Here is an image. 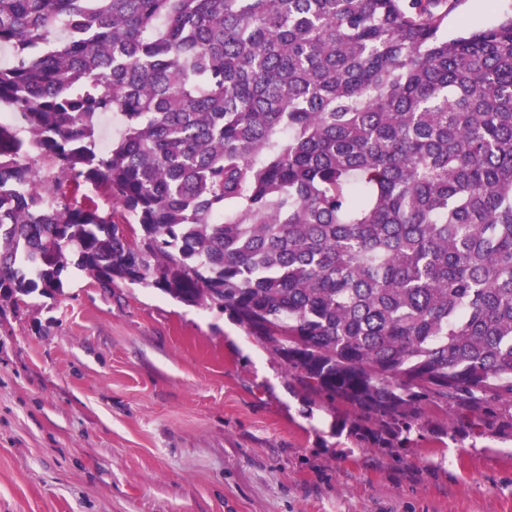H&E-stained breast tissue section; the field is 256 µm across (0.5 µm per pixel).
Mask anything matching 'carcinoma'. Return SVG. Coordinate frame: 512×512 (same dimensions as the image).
Listing matches in <instances>:
<instances>
[{"instance_id": "1", "label": "carcinoma", "mask_w": 512, "mask_h": 512, "mask_svg": "<svg viewBox=\"0 0 512 512\" xmlns=\"http://www.w3.org/2000/svg\"><path fill=\"white\" fill-rule=\"evenodd\" d=\"M463 2L0 0V303L217 306L377 448L512 420V11L450 37Z\"/></svg>"}]
</instances>
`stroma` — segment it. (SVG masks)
<instances>
[{
  "instance_id": "stroma-1",
  "label": "stroma",
  "mask_w": 512,
  "mask_h": 512,
  "mask_svg": "<svg viewBox=\"0 0 512 512\" xmlns=\"http://www.w3.org/2000/svg\"><path fill=\"white\" fill-rule=\"evenodd\" d=\"M512 0L448 19L494 25ZM293 387L217 308L83 278L0 305V512H512V429L408 448Z\"/></svg>"
}]
</instances>
